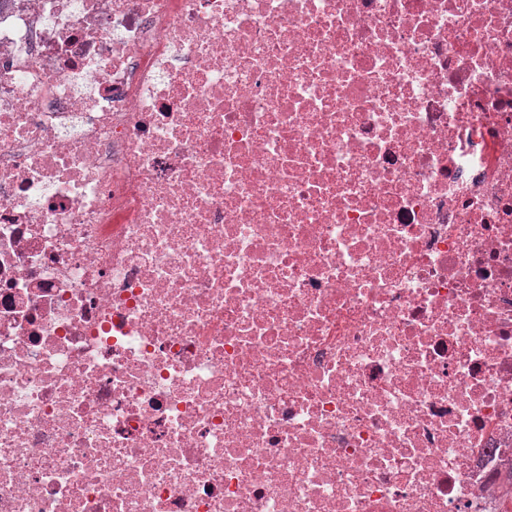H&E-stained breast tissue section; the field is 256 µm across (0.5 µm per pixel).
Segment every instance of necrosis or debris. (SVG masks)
Instances as JSON below:
<instances>
[{
	"mask_svg": "<svg viewBox=\"0 0 512 512\" xmlns=\"http://www.w3.org/2000/svg\"><path fill=\"white\" fill-rule=\"evenodd\" d=\"M512 0H0V512H506Z\"/></svg>",
	"mask_w": 512,
	"mask_h": 512,
	"instance_id": "obj_1",
	"label": "necrosis or debris"
}]
</instances>
